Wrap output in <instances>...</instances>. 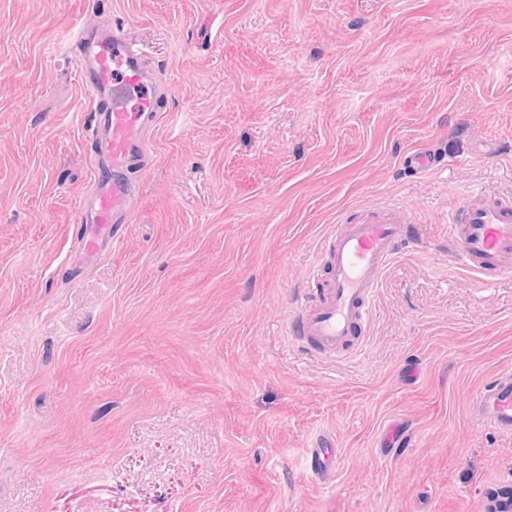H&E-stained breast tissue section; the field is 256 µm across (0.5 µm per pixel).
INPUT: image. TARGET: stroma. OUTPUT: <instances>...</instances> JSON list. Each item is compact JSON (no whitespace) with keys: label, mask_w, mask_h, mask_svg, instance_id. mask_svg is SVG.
Listing matches in <instances>:
<instances>
[{"label":"stroma","mask_w":512,"mask_h":512,"mask_svg":"<svg viewBox=\"0 0 512 512\" xmlns=\"http://www.w3.org/2000/svg\"><path fill=\"white\" fill-rule=\"evenodd\" d=\"M87 20L168 92L77 278ZM466 190L512 198V0H0V512H487L512 437L471 396L512 364V275L450 259ZM387 203L414 236L362 347L287 335L324 237ZM320 437L307 449L306 455L311 473L321 483L327 484L339 465L340 457L337 448H332L327 438Z\"/></svg>","instance_id":"stroma-1"}]
</instances>
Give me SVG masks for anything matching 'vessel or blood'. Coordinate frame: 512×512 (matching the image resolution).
Instances as JSON below:
<instances>
[{
	"label": "vessel or blood",
	"mask_w": 512,
	"mask_h": 512,
	"mask_svg": "<svg viewBox=\"0 0 512 512\" xmlns=\"http://www.w3.org/2000/svg\"><path fill=\"white\" fill-rule=\"evenodd\" d=\"M74 53L94 136V181L75 209L85 225L76 268L85 272L111 243L113 225L132 221L131 171L150 151V133L164 97L149 58L125 29L83 24L68 36ZM410 234L400 207L366 210L338 224L326 239L311 272L312 288L303 296L287 332L318 352L349 353L363 341L374 290L387 264ZM455 262L478 276L480 284L512 274V200L481 192L459 194L448 219ZM481 419L512 436V368H502L474 394ZM311 473L329 483L340 457L328 439L308 448Z\"/></svg>",
	"instance_id": "obj_1"
}]
</instances>
